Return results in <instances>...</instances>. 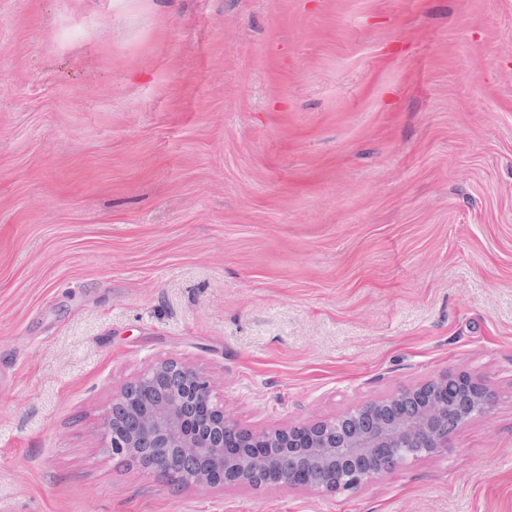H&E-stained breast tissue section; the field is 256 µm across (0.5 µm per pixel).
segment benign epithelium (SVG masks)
I'll use <instances>...</instances> for the list:
<instances>
[{
    "label": "benign epithelium",
    "instance_id": "benign-epithelium-1",
    "mask_svg": "<svg viewBox=\"0 0 512 512\" xmlns=\"http://www.w3.org/2000/svg\"><path fill=\"white\" fill-rule=\"evenodd\" d=\"M495 393L465 370L352 408L333 419L255 430L224 411L210 380L175 359L155 363L113 398L104 449L167 477L179 490L217 487L356 492L395 469L448 449ZM192 464L181 473L182 463Z\"/></svg>",
    "mask_w": 512,
    "mask_h": 512
}]
</instances>
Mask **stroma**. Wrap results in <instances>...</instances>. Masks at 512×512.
<instances>
[{"mask_svg":"<svg viewBox=\"0 0 512 512\" xmlns=\"http://www.w3.org/2000/svg\"><path fill=\"white\" fill-rule=\"evenodd\" d=\"M246 428L496 394L355 493L175 491L154 362ZM0 512H512V0H0Z\"/></svg>","mask_w":512,"mask_h":512,"instance_id":"35a3bbf8","label":"stroma"}]
</instances>
